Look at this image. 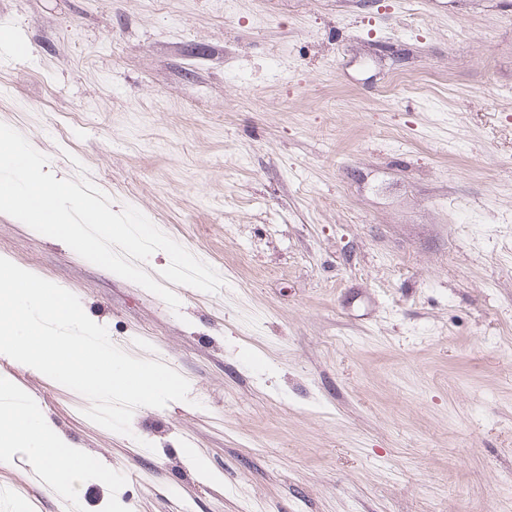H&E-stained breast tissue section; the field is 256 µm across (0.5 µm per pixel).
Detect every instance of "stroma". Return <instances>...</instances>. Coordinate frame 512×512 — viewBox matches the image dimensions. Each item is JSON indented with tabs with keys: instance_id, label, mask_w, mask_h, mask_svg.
Segmentation results:
<instances>
[{
	"instance_id": "stroma-1",
	"label": "stroma",
	"mask_w": 512,
	"mask_h": 512,
	"mask_svg": "<svg viewBox=\"0 0 512 512\" xmlns=\"http://www.w3.org/2000/svg\"><path fill=\"white\" fill-rule=\"evenodd\" d=\"M4 40L0 122L225 285L175 312L0 213L190 385L126 436L0 354L76 461L14 448L0 512H512V0H0Z\"/></svg>"
}]
</instances>
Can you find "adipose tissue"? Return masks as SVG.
<instances>
[{"instance_id":"ef3b65f1","label":"adipose tissue","mask_w":512,"mask_h":512,"mask_svg":"<svg viewBox=\"0 0 512 512\" xmlns=\"http://www.w3.org/2000/svg\"><path fill=\"white\" fill-rule=\"evenodd\" d=\"M21 443L29 448L35 468L44 471L61 487L71 484V472L60 465L66 451L59 439L44 429L38 417L20 409L0 413V457L9 456Z\"/></svg>"}]
</instances>
